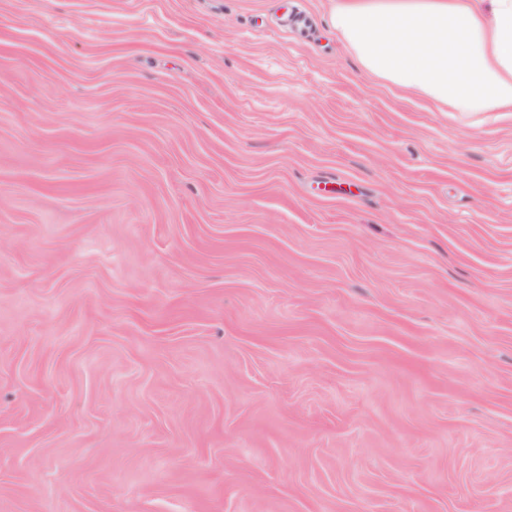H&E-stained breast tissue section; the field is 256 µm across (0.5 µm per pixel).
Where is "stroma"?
<instances>
[{"mask_svg":"<svg viewBox=\"0 0 512 512\" xmlns=\"http://www.w3.org/2000/svg\"><path fill=\"white\" fill-rule=\"evenodd\" d=\"M331 0H0V512H512V112Z\"/></svg>","mask_w":512,"mask_h":512,"instance_id":"1","label":"stroma"}]
</instances>
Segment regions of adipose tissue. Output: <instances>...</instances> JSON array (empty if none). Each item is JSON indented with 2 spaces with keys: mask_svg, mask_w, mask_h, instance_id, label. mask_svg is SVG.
<instances>
[{
  "mask_svg": "<svg viewBox=\"0 0 512 512\" xmlns=\"http://www.w3.org/2000/svg\"><path fill=\"white\" fill-rule=\"evenodd\" d=\"M363 70L441 112H512V0H336Z\"/></svg>",
  "mask_w": 512,
  "mask_h": 512,
  "instance_id": "adipose-tissue-1",
  "label": "adipose tissue"
}]
</instances>
